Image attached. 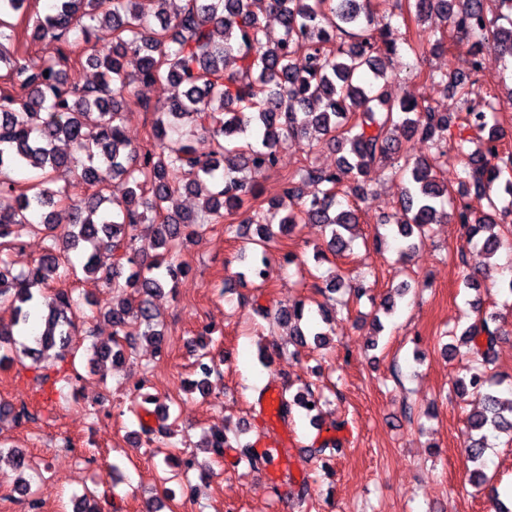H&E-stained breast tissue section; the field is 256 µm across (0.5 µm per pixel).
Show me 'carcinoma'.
<instances>
[{"label": "carcinoma", "instance_id": "obj_1", "mask_svg": "<svg viewBox=\"0 0 512 512\" xmlns=\"http://www.w3.org/2000/svg\"><path fill=\"white\" fill-rule=\"evenodd\" d=\"M497 2L501 12L491 16L486 0H401L403 23L423 24L435 15L442 25L400 46L387 28L376 26L370 0H187L172 16L168 0H52L50 12L33 21L30 38L82 47L79 64L97 70L98 77L77 84L64 69L71 60L66 52L32 64L10 50L15 40L11 18L28 9V0H0V70L13 89L0 95V197L12 200L0 206V307L10 315L9 322L0 321V367L23 355L41 364L70 351L79 304L70 290L53 284L79 269L112 289V306L102 313L112 324V340L93 346L90 361H117L124 347L138 340L152 348L154 357H164L165 332L147 297L175 288L188 272L174 259L179 244L203 238L212 221L257 198L256 177L277 169L276 146L283 138L318 133L308 150L324 142L343 156L334 171L306 167L289 176L280 199L244 219L256 225L255 232L227 225L226 231L252 246L259 258L251 268L255 277L266 280L268 247L302 222L329 229L327 248L333 254L349 250L346 234L358 216L338 196H363L372 169L380 164L404 182L400 209L383 220L396 227L401 257L416 251L443 216L481 244L483 258L496 256L505 241L493 212L512 211V151L503 148L500 129L490 124V115L501 110L500 100L487 95L472 101L467 78L430 72L431 86L466 98L460 134L448 147L443 143L448 114L392 95L384 60L401 51L417 58L443 51L451 32L472 42L473 73L482 70L480 45L487 37L512 62V0ZM259 6L278 17V33L263 25ZM129 57L137 60L133 72L126 68ZM157 81L175 93L153 109L150 143L134 146L124 132L123 101L137 85ZM466 129L488 132L481 148L467 151ZM399 130L431 142L440 158H448L451 149L465 161L468 177L451 212H443L449 191L438 164L404 154L395 135ZM199 134L212 144L204 157L191 146ZM62 168L73 170L93 193L75 201L54 187ZM15 171L29 177L18 181L11 176ZM117 178L125 184L120 199L112 196ZM302 183L315 188L308 201L302 200ZM180 192L199 201L197 213L169 209L167 203ZM143 227L161 249L151 261L134 248ZM24 228L43 234L48 244L36 263L15 274L7 255ZM102 249L121 256L104 268L97 260ZM73 253L80 255V264L72 261ZM344 287L357 296L365 293L338 275L317 291ZM305 310L306 303L298 300L279 308L276 319L303 324L295 333L302 344L309 337L316 345L325 342L330 331L321 324H331L329 311L320 307L318 324L305 317ZM500 319L496 312L486 313L462 332L461 347L475 361L486 362L494 352ZM194 370L198 379L191 386L204 395L220 371L206 351L196 354ZM458 385L482 399L481 408L468 416L466 445L468 461L477 464L471 482L479 487L486 481L488 437L512 432V390L503 393L479 370ZM320 401L307 386L292 399L280 396L276 415L286 421L297 406L308 416ZM149 412L166 420L170 406L151 395L135 402L139 435L154 432L143 419ZM1 415L17 422L32 419L26 406L17 409L2 400ZM205 447L217 458L231 451L236 465L251 470L268 465L254 443L222 432L212 434ZM4 457L23 473L38 472V464L18 448L1 447Z\"/></svg>", "mask_w": 512, "mask_h": 512}]
</instances>
